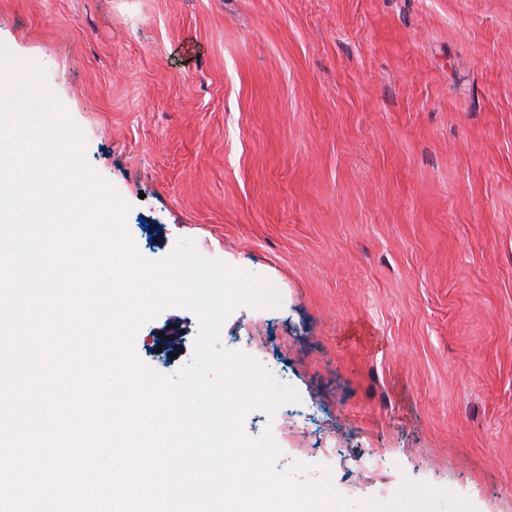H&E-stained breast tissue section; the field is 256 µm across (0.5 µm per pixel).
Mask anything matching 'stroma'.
Instances as JSON below:
<instances>
[{
    "label": "stroma",
    "mask_w": 512,
    "mask_h": 512,
    "mask_svg": "<svg viewBox=\"0 0 512 512\" xmlns=\"http://www.w3.org/2000/svg\"><path fill=\"white\" fill-rule=\"evenodd\" d=\"M0 44L143 259L189 239L277 290L220 335L297 394L248 439L349 512H512V0H0ZM198 331L167 307L133 351L172 378Z\"/></svg>",
    "instance_id": "35a3bbf8"
}]
</instances>
